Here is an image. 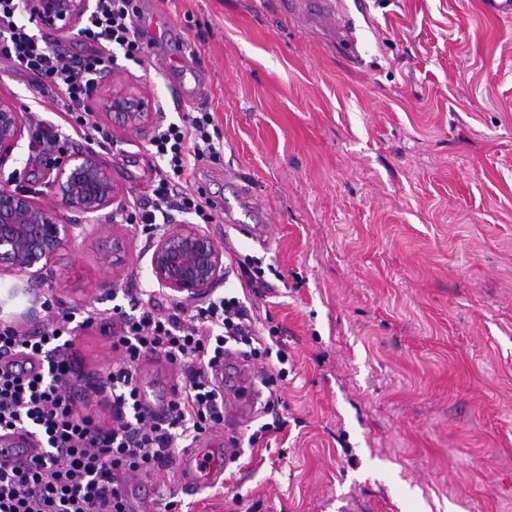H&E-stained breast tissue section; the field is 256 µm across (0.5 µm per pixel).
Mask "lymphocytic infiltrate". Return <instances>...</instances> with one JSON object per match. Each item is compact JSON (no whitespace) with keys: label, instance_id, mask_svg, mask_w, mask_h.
<instances>
[{"label":"lymphocytic infiltrate","instance_id":"f902f5d3","mask_svg":"<svg viewBox=\"0 0 512 512\" xmlns=\"http://www.w3.org/2000/svg\"><path fill=\"white\" fill-rule=\"evenodd\" d=\"M133 0H96L78 34L85 46L65 57L23 19L20 0H0V67L23 72L47 90L57 111L78 126L83 139L100 147L110 136L91 123V88L111 69L115 55L136 61L144 52ZM210 112L186 113L180 122L158 128L151 153L161 162L147 205L122 211L124 223L160 234L170 212L215 221L214 206L183 186L197 163L216 156ZM136 314L112 312L118 325L112 348L120 359L107 375L116 425L104 428L81 413L68 388L79 375L72 316L49 319L36 333L22 334L0 324V430L23 428L39 440L41 454L28 467L0 470V512H127L117 480L126 474L168 467L178 448L224 424V400L211 377L224 362L228 343L245 355L275 356L245 302L234 295L203 297L193 307L175 302L158 309L153 300L133 297ZM157 355L176 366L182 383L164 420L149 419L138 399L136 366Z\"/></svg>","mask_w":512,"mask_h":512}]
</instances>
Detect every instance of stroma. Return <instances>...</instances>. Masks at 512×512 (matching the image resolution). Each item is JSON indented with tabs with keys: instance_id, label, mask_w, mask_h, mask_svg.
I'll return each instance as SVG.
<instances>
[{
	"instance_id": "stroma-1",
	"label": "stroma",
	"mask_w": 512,
	"mask_h": 512,
	"mask_svg": "<svg viewBox=\"0 0 512 512\" xmlns=\"http://www.w3.org/2000/svg\"><path fill=\"white\" fill-rule=\"evenodd\" d=\"M358 61L290 15V0H136L152 43L118 59L92 97L112 138L90 146L50 97L0 70V99L27 130L0 182L56 204L65 156L95 153L119 188L97 230L60 252L29 293L0 276V323L33 333L56 313L111 311L151 292V242L116 207L147 203L149 141L188 109L212 112L220 154L187 172L190 190L228 204L202 230L224 248L214 295L240 293L238 262L269 291L247 305L288 354L270 407L234 429L238 460L183 512H512V18L479 0H344ZM194 50L200 100L174 103L169 33ZM120 92L145 101L135 130L106 116ZM60 129L66 153L45 135ZM266 224L268 242L239 233ZM120 242L122 260L98 264ZM111 323L76 331L75 402L112 425L95 391L118 358ZM268 430L255 446L247 438ZM238 280L241 283L242 290H245L243 287L242 279H244L246 287L248 290L254 292L255 294H259L260 291L257 288H269L267 281L264 278V270L261 266L255 264V262H251L249 260H243L238 262Z\"/></svg>"
}]
</instances>
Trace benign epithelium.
I'll return each instance as SVG.
<instances>
[{
	"instance_id": "obj_1",
	"label": "benign epithelium",
	"mask_w": 512,
	"mask_h": 512,
	"mask_svg": "<svg viewBox=\"0 0 512 512\" xmlns=\"http://www.w3.org/2000/svg\"><path fill=\"white\" fill-rule=\"evenodd\" d=\"M25 7L49 32L68 33L90 8V0H25ZM107 108L133 129L148 119L144 102L123 94L112 96ZM26 129L21 113L0 99V167L20 146ZM60 205L91 218L110 207L118 188L112 171L91 154L57 167L54 179ZM84 225L66 224L60 212L38 204L27 190L0 185V274L25 277L32 285L47 279L57 254L71 246ZM121 245L98 253L103 268L119 261ZM151 273L156 284L189 299L205 296L224 277V250L195 224H169L152 245Z\"/></svg>"
}]
</instances>
